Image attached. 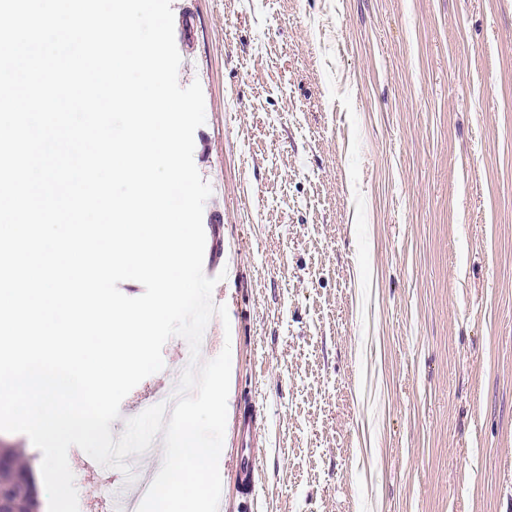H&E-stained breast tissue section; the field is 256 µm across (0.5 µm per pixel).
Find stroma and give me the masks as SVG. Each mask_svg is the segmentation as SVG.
Segmentation results:
<instances>
[{
    "instance_id": "35a3bbf8",
    "label": "stroma",
    "mask_w": 512,
    "mask_h": 512,
    "mask_svg": "<svg viewBox=\"0 0 512 512\" xmlns=\"http://www.w3.org/2000/svg\"><path fill=\"white\" fill-rule=\"evenodd\" d=\"M171 8L205 254L234 264L200 352L231 349L223 512H512V0ZM256 422L248 417L240 423V464L238 485L242 491L253 493L255 488V473L257 470V458L253 452L254 437L256 434Z\"/></svg>"
}]
</instances>
